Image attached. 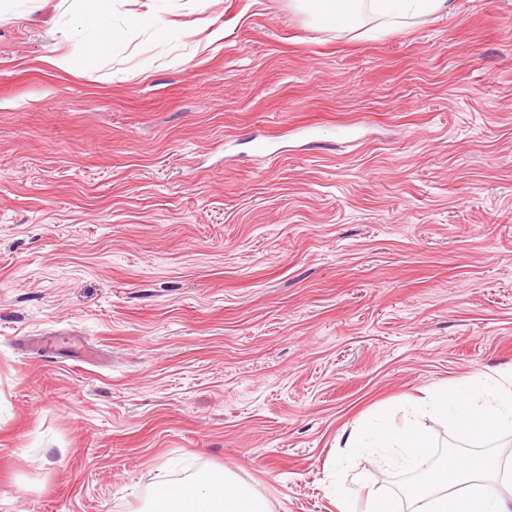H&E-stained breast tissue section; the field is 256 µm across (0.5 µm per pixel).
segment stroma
I'll return each mask as SVG.
<instances>
[{
    "label": "stroma",
    "instance_id": "35a3bbf8",
    "mask_svg": "<svg viewBox=\"0 0 512 512\" xmlns=\"http://www.w3.org/2000/svg\"><path fill=\"white\" fill-rule=\"evenodd\" d=\"M71 2L0 16V512L224 469L338 512L342 431L512 369V0L358 30L115 0L63 72Z\"/></svg>",
    "mask_w": 512,
    "mask_h": 512
}]
</instances>
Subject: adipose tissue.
<instances>
[{
	"instance_id": "obj_1",
	"label": "adipose tissue",
	"mask_w": 512,
	"mask_h": 512,
	"mask_svg": "<svg viewBox=\"0 0 512 512\" xmlns=\"http://www.w3.org/2000/svg\"><path fill=\"white\" fill-rule=\"evenodd\" d=\"M325 27L351 28L364 13L383 24L396 25L432 14L448 15L457 0H298ZM108 0H81L73 19L92 29L94 40L84 52L102 54L111 33L101 21ZM512 480V465L495 455H485L430 471L421 489L411 492L412 512H512V496L488 493L490 479ZM148 512H269L264 498L241 483L231 471L201 472L188 484L160 485L150 500Z\"/></svg>"
}]
</instances>
